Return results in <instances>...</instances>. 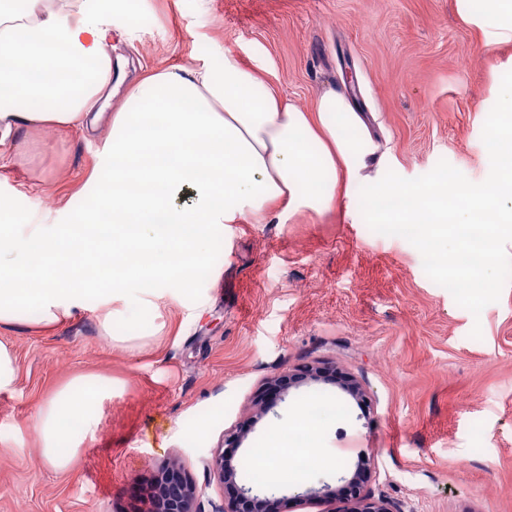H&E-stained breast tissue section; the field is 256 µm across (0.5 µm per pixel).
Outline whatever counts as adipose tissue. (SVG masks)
Masks as SVG:
<instances>
[{"instance_id":"ef3b65f1","label":"adipose tissue","mask_w":512,"mask_h":512,"mask_svg":"<svg viewBox=\"0 0 512 512\" xmlns=\"http://www.w3.org/2000/svg\"><path fill=\"white\" fill-rule=\"evenodd\" d=\"M73 2L64 11L52 0H21L17 9L0 0V145L22 130L96 129L98 105L112 99L114 18L128 16L129 0ZM470 4L456 0L457 12L485 48L512 43V0H481L477 12ZM499 100L486 118L488 151L501 162L494 184L461 187L444 174L410 184L386 175L387 159L345 93L330 88L300 108L229 53L219 67L154 68L128 84L114 110L98 190L79 214L24 215L0 195V325L24 324L34 307L44 325L58 326L94 295L105 308L99 327L111 334V305L128 283L150 298L169 284L189 293L222 225L269 215L276 203L292 213L340 206L358 181L370 188L373 218L420 225L441 272L468 270L473 288L485 287L496 241L512 224L502 203L512 197V82ZM185 191L190 203H178ZM392 198L400 206L387 207ZM476 224L486 241L478 254L466 245ZM111 392L102 378L80 375L41 405L40 448L53 469L69 470L82 453L72 415L93 432ZM315 433L299 410L256 455L268 468L292 453L323 465Z\"/></svg>"}]
</instances>
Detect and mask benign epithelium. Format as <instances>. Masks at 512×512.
Returning a JSON list of instances; mask_svg holds the SVG:
<instances>
[{
    "label": "benign epithelium",
    "instance_id": "7a95c632",
    "mask_svg": "<svg viewBox=\"0 0 512 512\" xmlns=\"http://www.w3.org/2000/svg\"><path fill=\"white\" fill-rule=\"evenodd\" d=\"M295 383H336L342 391L358 403L365 402V393L360 383L354 379L336 381V374L323 366H307L294 377ZM209 475L219 483L235 480L236 469L231 458L220 451L206 463ZM370 480L368 463L360 459L350 476L340 478L342 485L333 490L324 486L327 495L340 496L351 503L349 512H400L391 502L374 498L367 489ZM269 498L252 494V489L242 488L237 496L220 503L210 502V510H205L197 487L188 482L182 474L178 462L172 461L163 468L162 480L156 488L150 512H266Z\"/></svg>",
    "mask_w": 512,
    "mask_h": 512
}]
</instances>
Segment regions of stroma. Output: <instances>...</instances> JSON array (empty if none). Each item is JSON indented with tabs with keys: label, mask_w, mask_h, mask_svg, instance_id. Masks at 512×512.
Wrapping results in <instances>:
<instances>
[{
	"label": "stroma",
	"mask_w": 512,
	"mask_h": 512,
	"mask_svg": "<svg viewBox=\"0 0 512 512\" xmlns=\"http://www.w3.org/2000/svg\"><path fill=\"white\" fill-rule=\"evenodd\" d=\"M113 56L140 64L234 55L289 100L311 107L344 68L390 176L424 183L493 182L486 116L495 83L512 82V44L486 50L458 17L455 0H140L133 21H115ZM109 121L88 132H18L0 167V193L26 213L81 211ZM55 185L45 195L40 180ZM368 187L353 184L350 208L305 211L266 223L245 215L211 239L195 291L163 290L147 320L141 294L116 303L133 343L109 341L98 300L53 329L32 316L0 325L18 360L0 392V512H145L161 466L178 459L203 500L228 499L205 460L242 431V465L271 430L316 399L336 414L314 442L331 467L254 482L276 512H343L332 498L297 499L336 484L366 458L369 488L399 512H512V232L503 231L487 288H451L428 263L416 225L380 224ZM306 365L353 377L368 402L334 384H303L275 398V382ZM112 381L94 436L65 472L43 459L37 412L76 376ZM270 404L257 415L258 403ZM208 421L210 435H195Z\"/></svg>",
	"instance_id": "35a3bbf8"
}]
</instances>
